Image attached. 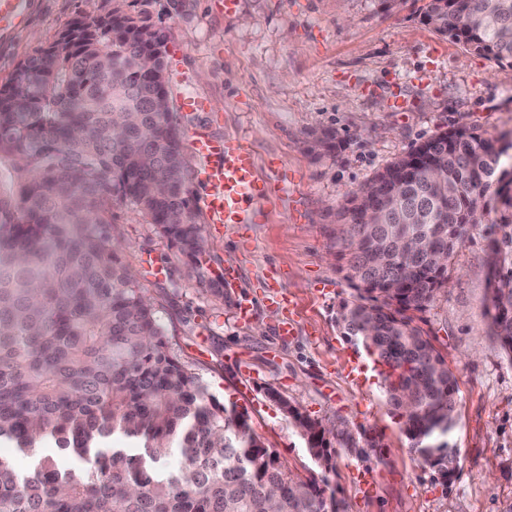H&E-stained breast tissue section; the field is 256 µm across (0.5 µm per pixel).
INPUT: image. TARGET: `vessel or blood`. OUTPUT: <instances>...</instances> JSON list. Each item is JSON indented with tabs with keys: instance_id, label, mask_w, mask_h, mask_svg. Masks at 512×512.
I'll return each instance as SVG.
<instances>
[{
	"instance_id": "b4317fda",
	"label": "vessel or blood",
	"mask_w": 512,
	"mask_h": 512,
	"mask_svg": "<svg viewBox=\"0 0 512 512\" xmlns=\"http://www.w3.org/2000/svg\"><path fill=\"white\" fill-rule=\"evenodd\" d=\"M28 0H0V28L7 29L22 21ZM196 152L206 161L203 177L211 190L205 200L213 223L249 224L256 207L275 191L274 185L256 173L255 155L238 138L224 140L205 135L193 141Z\"/></svg>"
}]
</instances>
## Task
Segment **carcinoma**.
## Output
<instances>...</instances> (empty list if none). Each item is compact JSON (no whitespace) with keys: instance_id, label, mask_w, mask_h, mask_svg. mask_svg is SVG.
I'll return each instance as SVG.
<instances>
[{"instance_id":"1","label":"carcinoma","mask_w":512,"mask_h":512,"mask_svg":"<svg viewBox=\"0 0 512 512\" xmlns=\"http://www.w3.org/2000/svg\"><path fill=\"white\" fill-rule=\"evenodd\" d=\"M424 19L512 66V0H427ZM167 39L117 8L75 22L0 87V444L52 441L83 461L65 472L48 457L23 475L0 454V512H345L181 361L119 256L111 207L125 201L196 278L208 274ZM501 143L467 126L435 135L349 193L336 225L355 291L341 334L373 359L410 450L444 483L459 466L458 386L417 314L448 287L469 226L491 223V331L512 359V155ZM266 394L329 470L330 431ZM116 435L144 454L110 447ZM171 448L175 472L144 462Z\"/></svg>"}]
</instances>
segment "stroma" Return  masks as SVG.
<instances>
[{
    "mask_svg": "<svg viewBox=\"0 0 512 512\" xmlns=\"http://www.w3.org/2000/svg\"><path fill=\"white\" fill-rule=\"evenodd\" d=\"M425 3L238 0L228 13L222 0H184L175 12L168 0H30L24 23L0 30V85L75 19L119 7L162 23L178 59L169 89L185 133L243 139L267 180L278 177L274 157L295 174L249 230L204 222L203 281L132 205L113 204L121 259L154 302L174 352L246 413L296 474L316 466L266 387L321 421L336 449L328 486L347 512H512V359L490 329L491 224L471 227L447 289L420 315L459 389L450 437L459 470L449 485L411 452L377 369L336 325L351 294L335 239L348 193L457 126L512 132V67L425 25ZM188 94L213 111H180ZM323 130L335 134V148L310 150L309 134ZM151 264L163 275L152 276ZM241 301L251 308L245 321ZM288 318L296 333L284 338L279 326Z\"/></svg>",
    "mask_w": 512,
    "mask_h": 512,
    "instance_id": "1",
    "label": "stroma"
}]
</instances>
